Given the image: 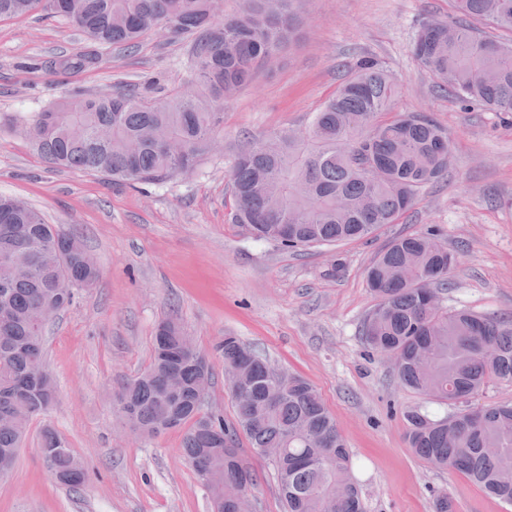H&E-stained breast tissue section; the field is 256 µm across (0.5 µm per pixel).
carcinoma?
<instances>
[{
  "label": "carcinoma",
  "instance_id": "cac0c4a2",
  "mask_svg": "<svg viewBox=\"0 0 512 512\" xmlns=\"http://www.w3.org/2000/svg\"><path fill=\"white\" fill-rule=\"evenodd\" d=\"M214 0H0V19L47 12L102 47L133 50L164 28L191 40L200 90L162 101L115 90L67 100L38 114L25 133L52 167L102 173L114 181L166 180L187 173L220 135L224 101L250 82L265 60L291 42L300 25L297 0H243L216 17ZM455 18L420 28L411 52L436 87L462 105L512 114V0H451ZM96 53L62 62L69 71L96 66ZM313 113L305 133L292 129L254 141L235 155L231 221L288 250L369 238L397 223L421 189L448 173L451 141L427 112L391 113L401 87L379 60L361 56ZM454 254L433 233L389 242L367 272L377 304L363 336L398 357L400 382L448 404L512 380V323L430 303L448 284ZM98 269L73 233L45 223L25 203L0 197V476L13 468L29 422L53 404L44 332L31 321L91 288ZM186 332L172 317L157 328L151 362L112 396L115 414L148 438L184 425L181 453L206 488L213 512H239L256 473L238 448H279L273 459L284 512H364L349 449L333 416L306 380L273 369L236 336L216 351L233 370L235 419L202 412L212 367L185 352ZM406 441L427 463L458 471L512 502V404L458 410L435 419L405 412ZM63 440L43 431L50 474L72 489L86 469Z\"/></svg>",
  "mask_w": 512,
  "mask_h": 512
}]
</instances>
